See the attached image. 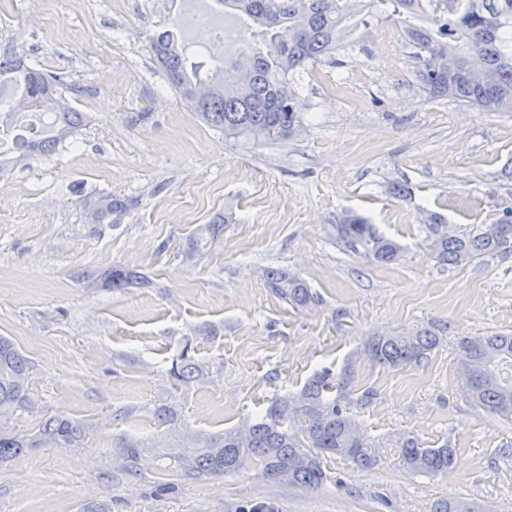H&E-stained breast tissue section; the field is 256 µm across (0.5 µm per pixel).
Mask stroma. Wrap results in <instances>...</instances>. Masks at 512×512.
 Instances as JSON below:
<instances>
[{
  "mask_svg": "<svg viewBox=\"0 0 512 512\" xmlns=\"http://www.w3.org/2000/svg\"><path fill=\"white\" fill-rule=\"evenodd\" d=\"M211 16L239 21L215 0H0V54L21 45L30 65L65 74L90 117L56 153L0 177V336L31 361L30 404L5 421L31 433L62 414L85 434L1 466L0 512H431L442 498L512 512V420L476 408L460 372L463 339L512 334V253L437 263L420 221L440 213L462 236L512 207V114L430 96L414 47L382 20L294 74L297 137L228 138L150 48L174 22L190 61L210 68L224 47L196 23ZM340 81L349 94L332 99ZM395 180L410 200L390 196ZM109 192L134 200L120 223H84L79 197ZM345 211L400 243L399 260L383 268L337 244ZM114 266L150 287L101 286ZM272 269L304 279L316 303L299 311L271 294ZM428 325L440 342L420 364L361 353L368 336ZM185 349L200 374L177 382ZM348 364L341 406L374 445V469L327 460L315 491L255 465L186 470L189 435L241 426ZM409 437L455 448L454 467L407 472Z\"/></svg>",
  "mask_w": 512,
  "mask_h": 512,
  "instance_id": "stroma-1",
  "label": "stroma"
}]
</instances>
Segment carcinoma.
<instances>
[{"label":"carcinoma","mask_w":512,"mask_h":512,"mask_svg":"<svg viewBox=\"0 0 512 512\" xmlns=\"http://www.w3.org/2000/svg\"><path fill=\"white\" fill-rule=\"evenodd\" d=\"M238 11L262 29L264 47L246 45L252 71L236 72L235 62L224 58L212 71L201 73L187 64L174 29L157 34L152 51L171 87L207 123L224 130L227 137L254 141H288L302 128L289 76L317 62L336 49L343 37L364 17L354 18L346 0H216ZM369 6L391 8L386 18L406 26L405 34L417 49L420 80L432 96L446 97L459 106L483 112H512V0H459L445 14L427 10L423 0H369ZM64 76L30 67L17 57L0 56V83L15 86L17 96L0 112L6 121L14 112L48 111L51 122L40 134H18L16 148L0 150V173L34 156L54 153L77 129L90 122L60 91ZM87 224H116L129 201L112 193H98L80 200ZM437 262L455 265L477 255L512 252V209L490 224L463 236L448 234V225L436 213L422 218ZM337 240L349 251L363 254L380 265L397 261L402 247L381 233L362 215L345 212L335 224ZM113 288H144L140 273L115 266L107 272ZM266 287L289 305L304 309L314 297L300 278L279 270L266 274ZM439 342L438 335L419 329L405 336L369 337L364 355L388 368L417 365ZM461 358L469 363L464 376L470 399L482 410L512 419V336L491 335L466 339ZM28 360L13 344L0 337V417L22 405L27 397ZM196 364L187 353L171 368L178 381L191 379ZM351 371L337 376L324 369L315 374L293 397L277 398L265 414L222 434L192 439L187 467L197 475L220 476L255 463L264 476L277 484L319 488L326 473L325 457L336 456L358 468L372 469L376 454L355 419L344 413L338 398L347 395ZM83 428L64 416H50L39 430L19 434L0 423V463L28 448L71 446L82 439ZM405 467L418 474L448 471L455 450L444 444L422 448L411 439L401 448ZM432 512H475L461 499L437 501Z\"/></svg>","instance_id":"obj_1"}]
</instances>
